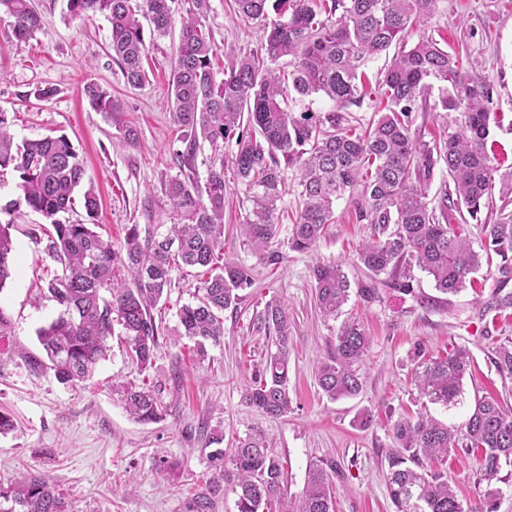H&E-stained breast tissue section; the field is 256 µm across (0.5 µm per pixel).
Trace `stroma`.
Wrapping results in <instances>:
<instances>
[{
    "label": "stroma",
    "instance_id": "obj_1",
    "mask_svg": "<svg viewBox=\"0 0 512 512\" xmlns=\"http://www.w3.org/2000/svg\"><path fill=\"white\" fill-rule=\"evenodd\" d=\"M42 23L23 47H15L12 21L0 18V111L8 114L16 140L66 135L75 146L86 177L95 186L100 207L88 217L75 203L69 219L94 223L103 238L123 248L130 225L171 224L175 215L162 192L164 178L176 175L180 131L167 107L168 76L177 35L164 38L145 31L149 48L142 86H129L110 55L111 27L100 15L79 21L67 0H33ZM206 18L223 70V46L241 52L256 49L258 25L234 13L230 0H210ZM415 34L437 40L460 54L469 70L494 86L497 122L488 144L499 172H512V0H444L441 11L417 23ZM388 56L364 66L369 84L345 114L351 126L367 127L385 106L378 93ZM95 82L122 99L138 141L125 144L106 113L93 109L83 93ZM37 86L54 88L51 100L26 99ZM224 207V256L252 267L255 283L245 289L237 309L224 313V342L199 355L182 336L177 311L194 302L203 271L176 270L165 299L153 309L161 328L152 365L139 371L129 359L121 330H114L111 349L83 382H58L53 373L34 368L42 357L36 331L54 319V302L39 299L56 269L38 240L44 217L28 207L11 215L15 251L11 276L0 288V319L10 331L0 335V412L11 415L14 432L0 435V484L20 475L52 481L69 503L70 512H179L181 501L212 478L208 434L231 447L239 438L263 431L271 450L286 464L288 491L299 495L310 463L333 455L344 472L335 489V512H395L386 482L388 456L394 450L390 425L399 415L419 412L461 428L475 398L492 397L512 406V377L500 374L492 357L497 344L512 341V315L482 318L477 299L488 294L491 272L481 269L474 286L455 295L435 289L417 273L411 295L382 288L377 300L359 298L343 307L339 318L324 317L316 306L311 267L339 262L351 285L365 279L355 262L356 250L369 235L357 223L348 199L336 203V224L307 253L289 250L292 224L303 206L297 188L283 199L278 242L284 260L264 267L234 226L251 204L242 186L229 182ZM432 299L420 305L419 296ZM288 305L293 319L288 388L292 410L285 418L259 416L244 398L245 386L273 351L271 337L254 328L257 312L271 297ZM360 324L371 338L361 365L363 389L358 396L329 400L316 381V369L332 352L342 322ZM423 343L431 356L455 348L469 352L471 367L463 380L459 404L444 407L420 398L412 380L409 352ZM162 385L163 420L141 424L126 412L120 389L125 385ZM370 412L368 427L357 419ZM167 467H159V459ZM462 502L476 501L477 454H449L441 467Z\"/></svg>",
    "mask_w": 512,
    "mask_h": 512
}]
</instances>
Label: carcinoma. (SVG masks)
Instances as JSON below:
<instances>
[{"label":"carcinoma","instance_id":"1","mask_svg":"<svg viewBox=\"0 0 512 512\" xmlns=\"http://www.w3.org/2000/svg\"><path fill=\"white\" fill-rule=\"evenodd\" d=\"M443 0H234V11L263 29L257 50L225 51L223 77L217 78L216 48L205 21L210 0H186L185 14L175 17L172 0H68L71 16L100 14L111 26L112 60L132 87L147 79L148 47L141 20L154 35L165 37L180 24L178 45L168 80V102L181 132L177 152L180 173L163 183L177 216L174 224L131 225L125 246L117 250L91 224L62 219L73 209L74 193L84 187L83 207L96 214L99 197L84 185L85 169L72 143L63 135L14 142L7 113L0 111V177L12 173L17 198L0 206L12 214L25 205L49 221L45 252L58 265L47 285L59 309L55 319L37 330L50 369L62 383L90 377L108 350L114 325L132 362L147 370L159 345L160 330L152 309L171 287L172 272L203 268L196 302L177 313L182 335L199 350L224 342V311L236 308L240 292L254 284L252 268L224 260V164L211 167L199 184L194 160L201 144L233 140L230 163L244 187L251 209L239 229L258 259L267 266L282 263L278 248L280 204L288 191V171L296 170L304 208L292 225L288 247L312 250L336 223V201L348 197L355 220L369 225L370 235L356 251L369 281L356 294L366 302L378 298L380 286L415 294V268L433 278L443 294H456L473 282L483 263L497 257L494 283L479 306V316L512 310V213L500 212L484 225L483 251L457 231L452 210L464 206L473 219L486 207L496 167L487 152L490 126L496 122L489 79L464 70L459 58L433 38L420 35L409 43L415 23L428 19ZM277 16L268 20L269 12ZM12 19L16 45L28 42L41 17L31 0H0V14ZM396 48L378 84L384 112L371 126L358 130L345 124L342 111L364 91V62ZM291 58L290 69L279 61ZM289 86L301 97L321 94L333 103L323 114L291 112L283 96ZM435 108L455 114L456 130L429 145L411 136L410 118L432 88ZM84 94L129 144L136 130L124 119L121 99L96 83ZM448 173L439 207L430 206L428 185L438 164ZM11 222L0 221V288L10 275L14 250ZM130 275L115 281L118 269ZM386 279H380V276ZM320 312L336 317L349 301L350 281L338 263L312 269ZM257 324L274 333L275 351L246 387L245 399L260 415L278 419L291 409L288 391V305L272 299ZM370 337L354 324H344L333 352L317 369V381L330 400L350 398L363 388L359 364ZM420 394L444 407L459 403L462 381L470 367L467 351L427 358L417 343L411 354ZM498 372L512 376V341L494 349ZM126 410L139 422L164 417L157 389L151 385L123 391ZM397 450L389 457L387 486L396 512H496L503 487L512 483V411L493 399L478 398L461 430L422 413L396 419L391 427ZM480 456L478 501L463 503L430 464L448 453ZM213 477L187 496L180 512H218L226 494L235 496L236 512H335V481L344 478L333 458L310 464L303 495L288 501L285 466L261 434L239 439L233 448L210 455ZM0 498L13 503L10 512H69L65 498L42 476L28 475L0 485Z\"/></svg>","mask_w":512,"mask_h":512}]
</instances>
